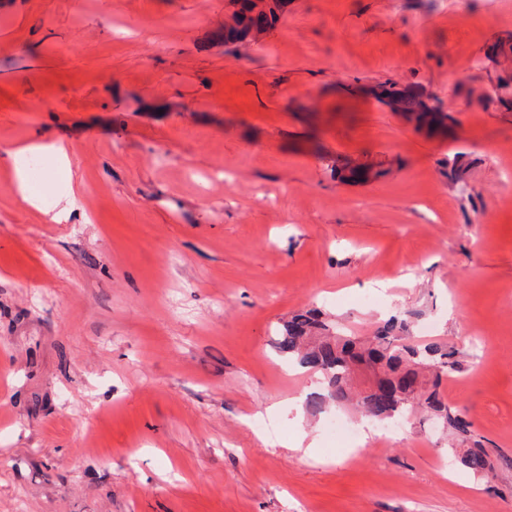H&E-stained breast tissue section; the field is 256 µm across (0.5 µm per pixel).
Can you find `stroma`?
<instances>
[{
  "label": "stroma",
  "instance_id": "1",
  "mask_svg": "<svg viewBox=\"0 0 512 512\" xmlns=\"http://www.w3.org/2000/svg\"><path fill=\"white\" fill-rule=\"evenodd\" d=\"M226 3L0 0V150L64 144L73 195L51 221L0 166V512H512V111L480 99L512 0H289L237 56ZM388 78L452 129L342 93ZM310 307L455 345L492 478L415 413L328 442L351 409L275 348ZM335 170L339 180L348 184L367 183L386 176L390 171L367 162L356 166L335 167Z\"/></svg>",
  "mask_w": 512,
  "mask_h": 512
}]
</instances>
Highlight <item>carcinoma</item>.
Here are the masks:
<instances>
[{
	"label": "carcinoma",
	"instance_id": "obj_1",
	"mask_svg": "<svg viewBox=\"0 0 512 512\" xmlns=\"http://www.w3.org/2000/svg\"><path fill=\"white\" fill-rule=\"evenodd\" d=\"M231 22L224 25L222 40L226 52L239 48L277 26L288 0H228ZM377 102L409 116L415 129L430 133L447 128L448 113L434 95L414 86H400L386 80L368 87ZM389 170L371 163L336 168L343 183H367ZM404 320L394 316L377 323L370 336H351L334 329L324 315L307 310L291 316L278 352L300 366L319 373L324 392L312 395L307 406L320 410L327 405L350 404L365 417L384 422L412 410L441 421L459 449L460 464L474 476L487 477L493 471L491 457L471 422L440 395L443 380L460 368L459 350L453 345L407 342ZM354 363L372 370L375 387L364 390L351 371Z\"/></svg>",
	"mask_w": 512,
	"mask_h": 512
}]
</instances>
